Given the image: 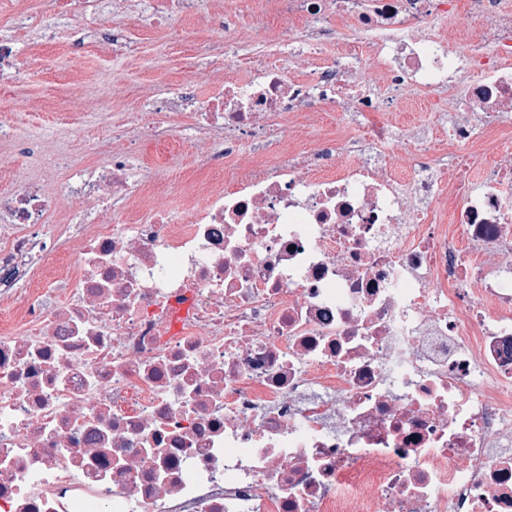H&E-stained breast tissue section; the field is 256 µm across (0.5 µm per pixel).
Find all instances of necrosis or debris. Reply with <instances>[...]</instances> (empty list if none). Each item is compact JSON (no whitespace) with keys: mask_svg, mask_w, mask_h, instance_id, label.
<instances>
[{"mask_svg":"<svg viewBox=\"0 0 512 512\" xmlns=\"http://www.w3.org/2000/svg\"><path fill=\"white\" fill-rule=\"evenodd\" d=\"M273 5L301 28L251 27L207 100L164 85L137 118L227 162L189 221L128 143L0 196V301L28 288L0 328V512H512V0ZM473 18L457 49L432 31ZM29 71L0 37V85ZM411 97L447 143L393 123ZM316 109L334 131L291 142Z\"/></svg>","mask_w":512,"mask_h":512,"instance_id":"4bbe7bcc","label":"necrosis or debris"}]
</instances>
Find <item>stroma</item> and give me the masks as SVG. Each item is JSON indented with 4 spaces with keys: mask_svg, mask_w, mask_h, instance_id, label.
I'll return each mask as SVG.
<instances>
[{
    "mask_svg": "<svg viewBox=\"0 0 512 512\" xmlns=\"http://www.w3.org/2000/svg\"><path fill=\"white\" fill-rule=\"evenodd\" d=\"M133 2L116 19L128 43L119 55L95 38L74 48L73 23L62 14L48 16L42 26L0 27V36L26 47L33 67L25 91L0 89L9 100L0 110V125L17 135L14 141H0V194L29 179L52 187L61 175L47 165L57 157L67 156L74 165L93 163L105 156L113 134L136 135L134 120L149 110L156 88L195 78L206 67L209 45L224 39L223 30L212 24L215 17L234 14L241 29L258 22L275 37L288 25L275 13L261 12L252 0H203L200 10L184 14L176 25H151L146 21L150 0ZM197 140L187 129L164 144L147 141L137 150L160 174L155 194L185 214L226 184L223 166L202 168Z\"/></svg>",
    "mask_w": 512,
    "mask_h": 512,
    "instance_id": "obj_1",
    "label": "stroma"
}]
</instances>
